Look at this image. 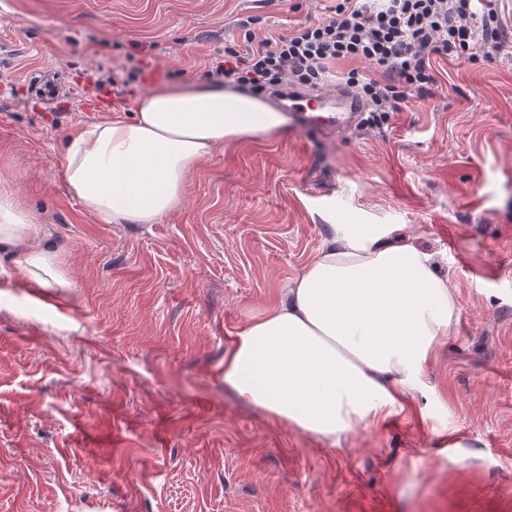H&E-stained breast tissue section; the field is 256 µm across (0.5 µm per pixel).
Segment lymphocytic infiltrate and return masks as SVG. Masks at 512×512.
Masks as SVG:
<instances>
[{
  "label": "lymphocytic infiltrate",
  "instance_id": "1",
  "mask_svg": "<svg viewBox=\"0 0 512 512\" xmlns=\"http://www.w3.org/2000/svg\"><path fill=\"white\" fill-rule=\"evenodd\" d=\"M328 11L321 22L225 47L212 77L260 93L317 87L347 62L368 123L380 124L436 85V58L490 62L507 37L496 0H333Z\"/></svg>",
  "mask_w": 512,
  "mask_h": 512
}]
</instances>
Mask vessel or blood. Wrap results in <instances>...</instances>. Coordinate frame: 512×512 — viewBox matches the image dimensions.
Here are the masks:
<instances>
[{
	"label": "vessel or blood",
	"instance_id": "obj_1",
	"mask_svg": "<svg viewBox=\"0 0 512 512\" xmlns=\"http://www.w3.org/2000/svg\"><path fill=\"white\" fill-rule=\"evenodd\" d=\"M281 101L299 127H313L329 135L356 127L363 109L362 101L340 85L328 90L291 88Z\"/></svg>",
	"mask_w": 512,
	"mask_h": 512
}]
</instances>
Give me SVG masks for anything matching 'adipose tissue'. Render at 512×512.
Masks as SVG:
<instances>
[{
    "instance_id": "adipose-tissue-1",
    "label": "adipose tissue",
    "mask_w": 512,
    "mask_h": 512,
    "mask_svg": "<svg viewBox=\"0 0 512 512\" xmlns=\"http://www.w3.org/2000/svg\"><path fill=\"white\" fill-rule=\"evenodd\" d=\"M281 112L214 83L160 86L131 115L75 129L69 194L108 224H153L179 206L188 176L220 147L282 129ZM329 242L278 302L237 332L224 385L271 421L335 441L401 413L426 386L458 305L432 257L391 224H334ZM0 248L26 276L66 287L28 211L0 192Z\"/></svg>"
}]
</instances>
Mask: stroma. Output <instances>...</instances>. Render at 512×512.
Here are the masks:
<instances>
[{
  "label": "stroma",
  "instance_id": "35a3bbf8",
  "mask_svg": "<svg viewBox=\"0 0 512 512\" xmlns=\"http://www.w3.org/2000/svg\"><path fill=\"white\" fill-rule=\"evenodd\" d=\"M325 0H0V189L69 280L0 253V512H512V38L380 126L287 122L227 145L155 224L70 196L63 143L140 87L207 81L245 32L325 18ZM70 86L53 105L33 72ZM330 224H404L460 313L400 414L330 442L224 386L233 336L279 300Z\"/></svg>",
  "mask_w": 512,
  "mask_h": 512
}]
</instances>
